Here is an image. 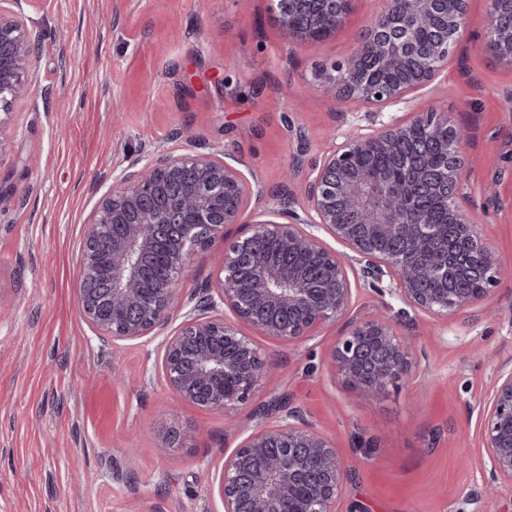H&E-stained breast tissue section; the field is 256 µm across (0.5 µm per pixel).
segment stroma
I'll return each mask as SVG.
<instances>
[{
	"label": "stroma",
	"mask_w": 512,
	"mask_h": 512,
	"mask_svg": "<svg viewBox=\"0 0 512 512\" xmlns=\"http://www.w3.org/2000/svg\"><path fill=\"white\" fill-rule=\"evenodd\" d=\"M381 5L354 0L328 38L296 44L272 0H25L38 80L0 150V512H223L224 461L269 395L228 412L176 402L158 339L96 335L77 297L85 226L113 176L154 150L221 152L256 173L263 206L286 184L306 207L312 169L375 118L323 100L315 70L347 58ZM487 11L470 0L442 76L376 118L432 105L469 130L480 238L512 256V64L485 44ZM351 283V317L400 309L388 288ZM399 331L416 374L375 399L329 365L340 327L258 341L278 395L346 466L337 512H512V483L488 485L480 414L512 359V273L454 318L419 313ZM161 416L181 438L160 457Z\"/></svg>",
	"instance_id": "35a3bbf8"
}]
</instances>
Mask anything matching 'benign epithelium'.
<instances>
[{"label": "benign epithelium", "instance_id": "1", "mask_svg": "<svg viewBox=\"0 0 512 512\" xmlns=\"http://www.w3.org/2000/svg\"><path fill=\"white\" fill-rule=\"evenodd\" d=\"M279 21L295 43L317 40L343 22L351 0H274ZM511 18L487 21L486 45L512 59V0H497ZM468 0H386L362 29L349 57L320 70L318 90L338 105L354 103L379 113L432 83L447 66L467 26ZM441 21L423 44L421 25ZM36 44L22 13L0 8V147L14 103L36 82ZM378 71L397 78L383 82ZM466 129L435 109L405 121L356 132L336 145L307 184L308 209L256 210L261 190L238 166L211 154L155 151L142 166L113 178L97 203L83 237L78 301L85 321L114 341L161 338V369L171 394L201 408L230 410L273 389L269 360L242 327L273 340L304 341L336 324L349 310L350 274L387 288L417 313L446 319L472 306L500 281L512 260L484 245L463 195ZM438 149L446 163L430 161ZM387 153L405 173L398 179L356 165L358 156ZM431 197L448 206L443 244L426 250L436 229L423 204ZM243 235L224 243L216 283L182 297L179 284L193 258L243 223ZM329 236L345 248L328 245ZM272 236L289 253L307 255L325 272L314 279L291 265L267 259L259 241ZM396 248L380 253L375 243ZM167 245L168 285L144 291L149 263ZM106 265L107 278L97 271ZM478 278L474 291L466 282ZM230 311L229 321L224 311ZM181 323L168 331L173 316ZM386 314L348 323L331 349V364L344 383L370 397L406 382L413 346ZM261 424L224 460L218 495L224 512H337L346 466L333 441L296 407L276 397L254 410ZM489 484L512 482V362L496 369L494 389L481 409Z\"/></svg>", "mask_w": 512, "mask_h": 512}]
</instances>
